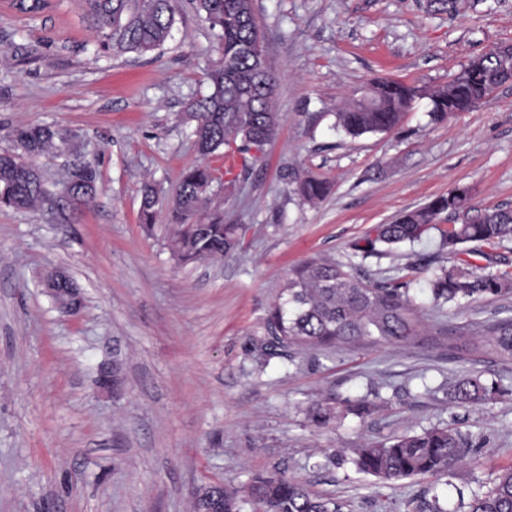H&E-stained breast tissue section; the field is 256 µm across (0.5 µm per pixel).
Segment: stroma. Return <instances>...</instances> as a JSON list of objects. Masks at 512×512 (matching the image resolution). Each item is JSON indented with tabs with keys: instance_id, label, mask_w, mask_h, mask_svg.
<instances>
[{
	"instance_id": "35a3bbf8",
	"label": "stroma",
	"mask_w": 512,
	"mask_h": 512,
	"mask_svg": "<svg viewBox=\"0 0 512 512\" xmlns=\"http://www.w3.org/2000/svg\"><path fill=\"white\" fill-rule=\"evenodd\" d=\"M16 4L0 0V152L17 126L69 129L99 189L75 209H0V512H193L202 487L240 489L259 474L300 479L343 512H422L435 494L457 507L459 494L486 490L512 465V393L475 407L448 395L463 373L512 390V364L413 340L266 361L253 342L307 257L348 261L375 225L457 185L471 188L474 210L512 208V86L444 123L431 122L424 98L390 133L352 138L335 127L338 110L377 79L439 88L512 43V0H459L453 13L428 0H255L280 125L248 176L215 184L210 207L241 226L240 248L183 265L166 215L142 228L141 187L172 188L201 161L186 105L208 91L220 58L213 31L193 0H179L172 36L152 56H104L79 0H43L35 14ZM297 173L329 181L330 194L300 202L287 186ZM440 252L434 230L360 265L375 279L413 265L427 329L512 313V294L429 304ZM57 270L81 291L78 314L56 309L45 290ZM115 367L114 390L101 375ZM373 387L384 409L322 428L308 421L313 401ZM437 424L472 442L450 481L382 486L349 461L365 441ZM326 452L344 464L317 468Z\"/></svg>"
}]
</instances>
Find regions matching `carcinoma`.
<instances>
[{
  "instance_id": "1",
  "label": "carcinoma",
  "mask_w": 512,
  "mask_h": 512,
  "mask_svg": "<svg viewBox=\"0 0 512 512\" xmlns=\"http://www.w3.org/2000/svg\"><path fill=\"white\" fill-rule=\"evenodd\" d=\"M197 2L200 18L216 32L221 60L208 72V94L187 106L194 122L191 136L204 159L221 154L238 159L237 165L224 171L225 183L233 184L249 169L248 154L262 150L276 135L280 122L273 107L277 78L252 66L250 47L260 41L252 0ZM82 4L95 20L98 49L113 55L145 56L161 49L171 36L177 12V0H82ZM511 75L512 57L498 49L473 58L448 85L425 93L432 104L431 121L441 123L468 111L474 99L491 96ZM421 90L415 83L379 79L371 96L353 100L336 113V127L354 138L390 132L399 126L409 103L419 100ZM54 150L77 154L80 146L69 138L68 130L57 126L27 125L14 130L13 149L0 152L1 207L35 209L54 195L35 163V158ZM215 180V170L204 162L182 172L168 202L154 184L146 182L141 188L140 224L150 230L162 208H167L175 226L171 250L183 263L215 259L240 245V226L226 224L208 211ZM292 183V193L308 203L330 192V184L322 179L298 175ZM63 189L65 202L73 207L92 199L98 191L95 166L85 161L70 164ZM470 200L469 187L455 186L423 207L378 225L364 243L352 245L353 256L390 255L436 230L452 266L437 267L426 282L435 306L504 297L512 292L509 274L472 270L473 264L460 258L459 246L469 242L491 246L512 238V208L496 207L473 216ZM450 214L460 223L441 228V219ZM411 284L404 276L367 284L350 261L310 257L288 273L255 342L264 351H329L432 334L459 354L489 355L512 364V317L488 324L468 321L428 333L421 329V307ZM507 394L498 384L474 374L463 375L451 386L452 402L459 407L481 405ZM385 404L377 390L355 399L330 394L309 406L307 418L322 427L341 415L363 416ZM469 451L468 439L458 430L434 426L364 442L352 449L351 463L358 472L385 485L418 476L447 477ZM248 503L263 512H341L333 498L310 492L296 479L273 474L255 476L242 493L213 484L197 499L196 512H242V505ZM467 512H512V466L501 470L487 490L472 496Z\"/></svg>"
}]
</instances>
